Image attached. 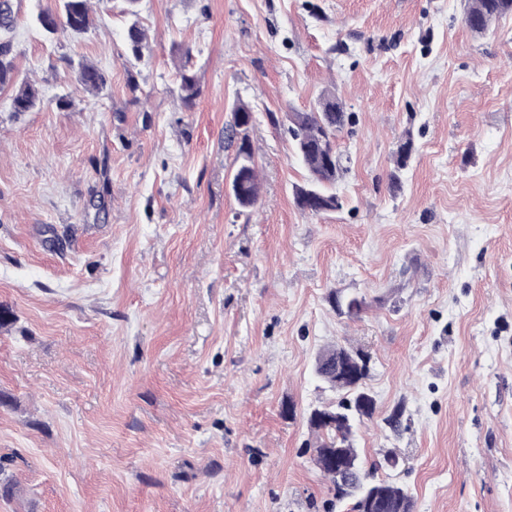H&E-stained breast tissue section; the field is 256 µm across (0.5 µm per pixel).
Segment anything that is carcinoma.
<instances>
[{
  "instance_id": "obj_1",
  "label": "carcinoma",
  "mask_w": 512,
  "mask_h": 512,
  "mask_svg": "<svg viewBox=\"0 0 512 512\" xmlns=\"http://www.w3.org/2000/svg\"><path fill=\"white\" fill-rule=\"evenodd\" d=\"M138 0H130L129 14L134 21L127 29V41L136 59L143 58L146 36L135 17ZM512 15V0H467L465 10V23L476 33L487 31L493 21ZM36 23L49 35L83 33L90 27L88 0H61L58 11L42 10L35 17ZM16 24V15L13 0H0V87H14L12 106L15 112H32L43 103L39 98V89L35 84L23 81L16 83V65L12 53L11 41L5 35L13 31ZM74 73L77 85L87 93H98L107 83L105 74L94 64L81 61L78 64L68 63ZM180 90L183 101L191 105L199 96L200 89L196 77L185 72L181 73ZM290 125L288 131L295 141L296 153L308 170L310 180L307 186L296 191L297 205L312 196V192L319 193L317 200L320 205L307 208L311 213H320L334 210L338 206L336 195L330 192L340 175L341 167L336 148V134L346 123L347 116L342 104L332 94L322 95L316 106L308 112H294L288 115ZM239 153L243 154L242 162L237 166L234 180L240 181V193L235 198L244 209L255 205L258 198V185L256 171L251 164L252 151L247 139H242ZM338 347L333 346L321 351L317 357V373L330 384L333 390L354 391L356 398L354 405L345 402L338 403V407L347 410L345 417L348 424L337 425L312 424L320 434V442L314 448L315 464H320L322 451L325 448H342L352 456L354 471L342 478L328 467L321 468V472L333 485L336 496L352 498L355 507H360L359 498L362 495V486L369 485L381 500L385 512H412V498L407 490L395 483L373 482L367 479L363 461L359 458L353 447L354 432L353 415L349 410L354 409L363 415L371 416L373 410L362 407L361 397L366 393L364 380L369 376V367H363L361 383L356 387L336 379L333 370Z\"/></svg>"
}]
</instances>
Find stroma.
Wrapping results in <instances>:
<instances>
[{
	"mask_svg": "<svg viewBox=\"0 0 512 512\" xmlns=\"http://www.w3.org/2000/svg\"><path fill=\"white\" fill-rule=\"evenodd\" d=\"M465 3L139 0L136 60L125 0L54 39L34 17L60 0H15L44 106L0 88V512H349L308 425L347 398L314 373L335 344L371 358L373 481L412 512H512V17L476 34ZM325 92L349 120L339 205L312 215L287 115ZM77 85L87 93H99L107 83L105 74L94 64L81 61L77 65L69 63ZM243 154L242 162L237 166L233 180H240V193L235 198L243 209H249L255 205L258 198V185L256 171L251 164L252 151L247 142L246 135L239 146V156Z\"/></svg>",
	"mask_w": 512,
	"mask_h": 512,
	"instance_id": "obj_1",
	"label": "stroma"
}]
</instances>
